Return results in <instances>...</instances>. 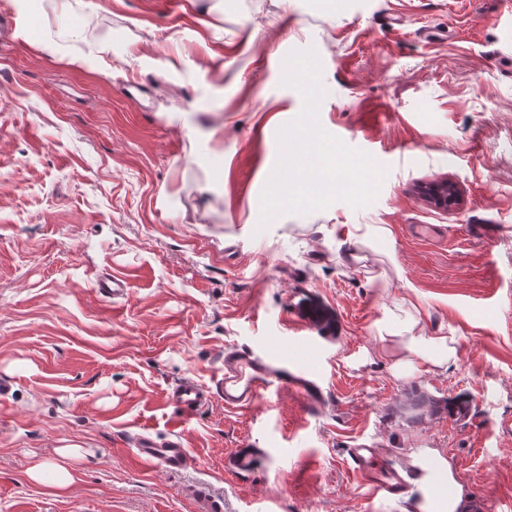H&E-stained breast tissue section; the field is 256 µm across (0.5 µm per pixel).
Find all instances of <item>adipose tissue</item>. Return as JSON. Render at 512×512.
Returning a JSON list of instances; mask_svg holds the SVG:
<instances>
[{"instance_id": "1", "label": "adipose tissue", "mask_w": 512, "mask_h": 512, "mask_svg": "<svg viewBox=\"0 0 512 512\" xmlns=\"http://www.w3.org/2000/svg\"><path fill=\"white\" fill-rule=\"evenodd\" d=\"M400 343L403 357L397 358L393 370L401 374L409 369L434 372L447 369L455 361L457 351L455 339L451 336H425L416 333L414 326H406ZM425 469L434 470L438 480L445 485V493L437 501H424L421 512H463L465 507L464 491L448 463L442 457L435 456L424 464Z\"/></svg>"}]
</instances>
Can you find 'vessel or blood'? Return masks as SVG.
<instances>
[{"label":"vessel or blood","mask_w":512,"mask_h":512,"mask_svg":"<svg viewBox=\"0 0 512 512\" xmlns=\"http://www.w3.org/2000/svg\"><path fill=\"white\" fill-rule=\"evenodd\" d=\"M272 387L294 392L311 409L323 401V390L315 374L274 357L265 359L236 348L224 352V376L217 391L185 379L172 388L167 398L188 414L204 407L215 395L221 398L226 410L243 411L252 406L262 391ZM133 453L139 461L168 472H181L195 463L176 434L162 443L148 434H138L133 440ZM347 454L353 477L369 484L374 493L394 498L405 492V474L385 465L377 449L361 444L348 449Z\"/></svg>","instance_id":"obj_1"}]
</instances>
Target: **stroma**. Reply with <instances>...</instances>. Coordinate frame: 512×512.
<instances>
[{
	"label": "stroma",
	"mask_w": 512,
	"mask_h": 512,
	"mask_svg": "<svg viewBox=\"0 0 512 512\" xmlns=\"http://www.w3.org/2000/svg\"><path fill=\"white\" fill-rule=\"evenodd\" d=\"M94 21L102 65L73 68L81 49L66 39ZM307 50L321 126L384 177L365 206L265 224L278 134L303 108L279 61ZM443 180L458 194L445 210L425 194ZM350 224L366 244L349 246ZM112 276L125 298L95 288ZM316 308L330 321L313 322ZM412 318L454 337L457 359L398 379L379 334ZM275 336L279 356L317 374L320 409L285 390L239 412L167 403L182 379L215 387L225 348L263 352ZM0 378V512H196L200 482L224 512H416L433 454L468 503L512 512L505 0H68L34 9L24 38L0 0ZM461 394L458 421L419 403ZM144 428L179 433L196 467L141 464ZM359 444L409 472L404 497L356 482L346 451ZM67 445L83 456L55 495Z\"/></svg>",
	"instance_id": "stroma-1"
}]
</instances>
